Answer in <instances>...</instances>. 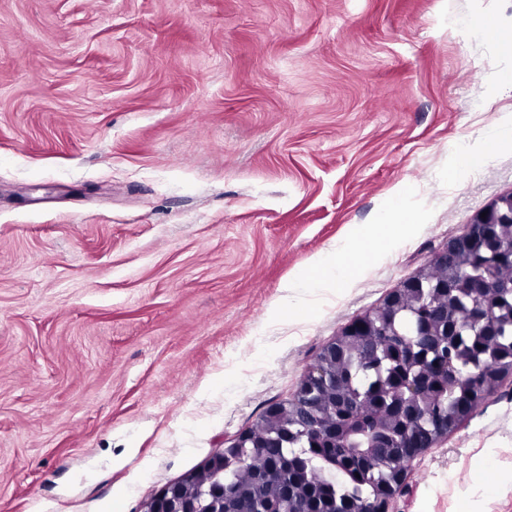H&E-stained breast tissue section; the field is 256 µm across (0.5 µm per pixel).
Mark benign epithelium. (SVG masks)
<instances>
[{
	"label": "benign epithelium",
	"instance_id": "1",
	"mask_svg": "<svg viewBox=\"0 0 512 512\" xmlns=\"http://www.w3.org/2000/svg\"><path fill=\"white\" fill-rule=\"evenodd\" d=\"M486 211V216L476 215L462 233L450 239L423 272L404 280L379 306L346 325L336 338L321 348L292 396L266 409L265 421L272 432H277L278 427L287 421L303 424L321 413L324 401L334 396L343 397L336 364L348 354L356 355L365 363L373 359L378 351L375 331L384 325L391 327L393 335L400 338L409 350L415 345L446 344L471 327L485 331L490 338L494 337L498 319L487 296V280L476 277L470 281L469 302L442 303L437 296L448 290V276H431L434 269L448 271V261L458 257L469 259L476 265L484 263L487 253L495 245L494 227L505 230L512 226V193L498 197ZM455 376L456 372L443 367L431 374L426 371L407 374L400 386V396L390 407L385 421L391 423L418 415L426 406L431 382L450 381ZM508 377H512V361L493 368L477 392L479 401L493 397ZM457 424L456 420L435 418L430 424L429 443L421 444L408 435L401 442V447L416 449L411 456L414 460L447 438ZM344 430L345 427L333 420L322 424L318 434L326 440L327 447L340 449L341 457L348 459L355 451L345 443ZM224 464L225 453L221 450L212 455L200 471L161 490L147 503L146 512H235L232 505L245 498L249 490L238 483L224 484ZM407 478L406 468L393 472L387 483L376 490L371 512H389L390 503L405 492ZM277 512L312 510L307 507L302 489L288 483L281 487Z\"/></svg>",
	"mask_w": 512,
	"mask_h": 512
}]
</instances>
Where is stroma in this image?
I'll return each mask as SVG.
<instances>
[{"label":"stroma","instance_id":"obj_1","mask_svg":"<svg viewBox=\"0 0 512 512\" xmlns=\"http://www.w3.org/2000/svg\"><path fill=\"white\" fill-rule=\"evenodd\" d=\"M512 0H0V512H144L512 192ZM411 186L416 220L351 240ZM338 250L358 276L287 308ZM280 319L270 320L273 307ZM390 512H512V384ZM470 26L475 31L483 34H492L500 50L508 56L512 55V30H502L495 20L487 14L473 16ZM499 137L491 141L460 147L451 154L450 169L455 177L461 170H476L482 167L490 153L496 148Z\"/></svg>","mask_w":512,"mask_h":512}]
</instances>
